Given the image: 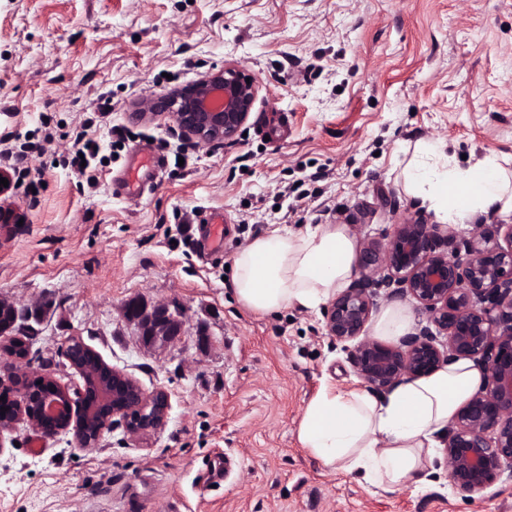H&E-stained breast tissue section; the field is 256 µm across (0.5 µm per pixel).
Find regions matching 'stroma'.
<instances>
[{"label":"stroma","mask_w":512,"mask_h":512,"mask_svg":"<svg viewBox=\"0 0 512 512\" xmlns=\"http://www.w3.org/2000/svg\"><path fill=\"white\" fill-rule=\"evenodd\" d=\"M227 62L259 85L246 134L191 144L178 166L183 135L146 108ZM281 118L287 136L260 134ZM88 119L163 156L142 196L117 191L130 150L102 145L94 186L68 164ZM9 134L45 144L28 160L41 187L15 188L18 221L0 224V297L44 307L30 368L80 383L56 355L77 335L143 389H167L171 411L155 432L117 424L90 448L17 430L0 451V512H512V481L464 497L439 451L420 488L385 492L323 467L300 421L323 387L362 380L323 312L256 314L224 279L271 226L366 209L353 233L378 239L394 216L421 213L401 176L417 140L458 158L512 153V0H0ZM203 210L224 217L219 251ZM136 297L183 308L179 342L139 343L121 316Z\"/></svg>","instance_id":"1"}]
</instances>
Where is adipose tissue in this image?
Instances as JSON below:
<instances>
[{
	"mask_svg": "<svg viewBox=\"0 0 512 512\" xmlns=\"http://www.w3.org/2000/svg\"><path fill=\"white\" fill-rule=\"evenodd\" d=\"M402 175L409 192L444 223L512 205V153L490 151L463 166L441 141L421 140ZM355 253L346 225L308 224L294 232L277 227L236 253L230 286L256 313L291 305L317 311L352 277ZM482 378L473 363L459 360L430 376L403 380L381 397L362 389L322 390L300 422V442L324 466L392 490L418 480Z\"/></svg>",
	"mask_w": 512,
	"mask_h": 512,
	"instance_id": "obj_1",
	"label": "adipose tissue"
}]
</instances>
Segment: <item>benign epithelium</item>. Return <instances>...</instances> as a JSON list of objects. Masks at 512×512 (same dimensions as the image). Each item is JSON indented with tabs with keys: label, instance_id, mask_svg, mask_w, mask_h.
I'll return each mask as SVG.
<instances>
[{
	"label": "benign epithelium",
	"instance_id": "benign-epithelium-1",
	"mask_svg": "<svg viewBox=\"0 0 512 512\" xmlns=\"http://www.w3.org/2000/svg\"><path fill=\"white\" fill-rule=\"evenodd\" d=\"M234 64L212 69L184 87L162 96L151 111L168 112L184 136L198 144L234 141L248 124L259 87ZM395 288L427 315L420 332L392 344L367 335L377 303L376 290ZM13 321L0 325V339L33 336L17 305L0 298V311ZM142 346L177 341L185 332L184 314L165 303L135 301L123 306ZM327 335L347 353L357 376L383 392L405 377H424L448 363L465 359L480 365L483 381L454 414L443 440L444 465L456 490L478 494L512 477V225L475 224L467 234L446 224L404 216L392 224L386 242H360L356 271L331 302ZM66 341L59 357L80 372L82 385L71 392L42 396L31 383L37 375L21 371L27 356L0 343V373L12 380L4 396L14 417L0 416V451L6 435L24 424L43 439L72 432L83 447L99 436L83 433L94 424L102 433L119 422L141 435L167 421L170 397L165 389L145 391L124 371L106 365L97 393Z\"/></svg>",
	"mask_w": 512,
	"mask_h": 512
}]
</instances>
